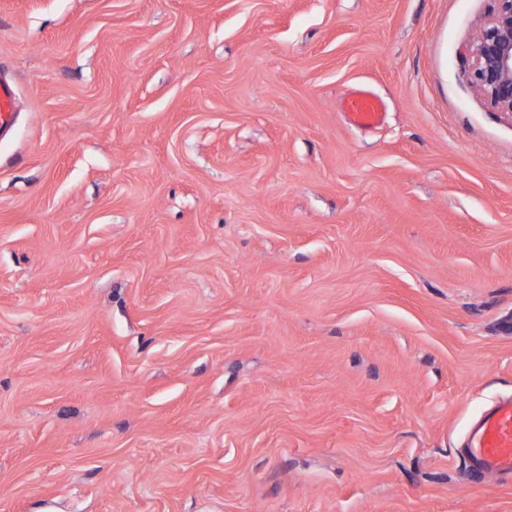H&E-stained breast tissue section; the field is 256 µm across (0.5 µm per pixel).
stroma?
<instances>
[{"label":"stroma","instance_id":"35a3bbf8","mask_svg":"<svg viewBox=\"0 0 512 512\" xmlns=\"http://www.w3.org/2000/svg\"><path fill=\"white\" fill-rule=\"evenodd\" d=\"M495 8L0 0V512H512ZM497 8L469 47L471 82L501 112L512 114V0H496ZM16 92L14 85L0 81V132L10 130L15 122ZM341 110L347 122L358 128H374L385 119V102L373 92L356 89L341 101ZM468 454L482 474L512 476V398L495 402L468 440Z\"/></svg>","mask_w":512,"mask_h":512}]
</instances>
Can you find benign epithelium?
<instances>
[{
  "label": "benign epithelium",
  "instance_id": "7a95c632",
  "mask_svg": "<svg viewBox=\"0 0 512 512\" xmlns=\"http://www.w3.org/2000/svg\"><path fill=\"white\" fill-rule=\"evenodd\" d=\"M497 8L469 47L471 82L501 112L512 113V0H496Z\"/></svg>",
  "mask_w": 512,
  "mask_h": 512
}]
</instances>
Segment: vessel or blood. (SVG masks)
<instances>
[{"label":"vessel or blood","mask_w":512,"mask_h":512,"mask_svg":"<svg viewBox=\"0 0 512 512\" xmlns=\"http://www.w3.org/2000/svg\"><path fill=\"white\" fill-rule=\"evenodd\" d=\"M347 122L358 128H374L385 119L386 105L373 92L357 89L341 102ZM14 85L0 81V132L10 130L15 122ZM468 453L476 468L484 474L512 476V398L495 402L472 429Z\"/></svg>","instance_id":"obj_1"}]
</instances>
